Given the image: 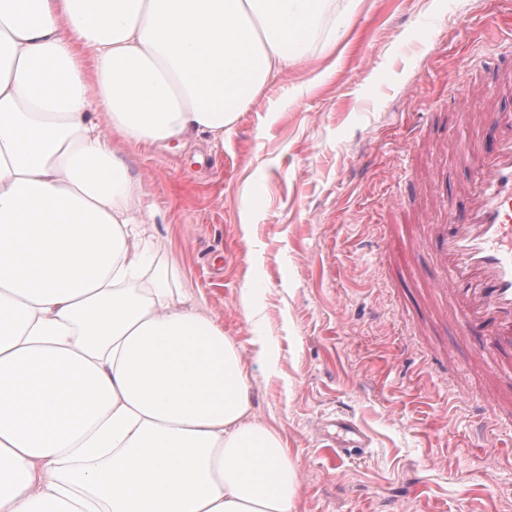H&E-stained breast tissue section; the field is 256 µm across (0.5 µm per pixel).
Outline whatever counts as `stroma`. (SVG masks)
Segmentation results:
<instances>
[{
    "label": "stroma",
    "mask_w": 512,
    "mask_h": 512,
    "mask_svg": "<svg viewBox=\"0 0 512 512\" xmlns=\"http://www.w3.org/2000/svg\"><path fill=\"white\" fill-rule=\"evenodd\" d=\"M344 4L223 142L123 145L145 229L240 351L253 413L296 463V512H512V426L494 421L507 386L436 314L433 248H412L432 193L476 173L448 139L477 131L455 129L450 105L512 74V0ZM260 338L275 365L255 358ZM340 417L365 437L341 457Z\"/></svg>",
    "instance_id": "35a3bbf8"
}]
</instances>
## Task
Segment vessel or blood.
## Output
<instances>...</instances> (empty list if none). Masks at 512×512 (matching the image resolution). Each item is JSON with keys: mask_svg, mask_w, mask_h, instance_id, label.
Here are the masks:
<instances>
[{"mask_svg": "<svg viewBox=\"0 0 512 512\" xmlns=\"http://www.w3.org/2000/svg\"><path fill=\"white\" fill-rule=\"evenodd\" d=\"M475 116L488 136L465 145L458 159H478L480 167L459 193L461 208L445 197L439 201L443 219L431 227L432 279L448 296L456 334L485 339L487 354L508 355L502 377L512 380V115L480 104L457 112L462 124ZM362 441L352 421L337 422V452Z\"/></svg>", "mask_w": 512, "mask_h": 512, "instance_id": "vessel-or-blood-1", "label": "vessel or blood"}]
</instances>
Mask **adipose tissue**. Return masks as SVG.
<instances>
[{"instance_id":"ef3b65f1","label":"adipose tissue","mask_w":512,"mask_h":512,"mask_svg":"<svg viewBox=\"0 0 512 512\" xmlns=\"http://www.w3.org/2000/svg\"><path fill=\"white\" fill-rule=\"evenodd\" d=\"M327 0H0V512H295L245 364L138 219L124 143L223 138Z\"/></svg>"}]
</instances>
